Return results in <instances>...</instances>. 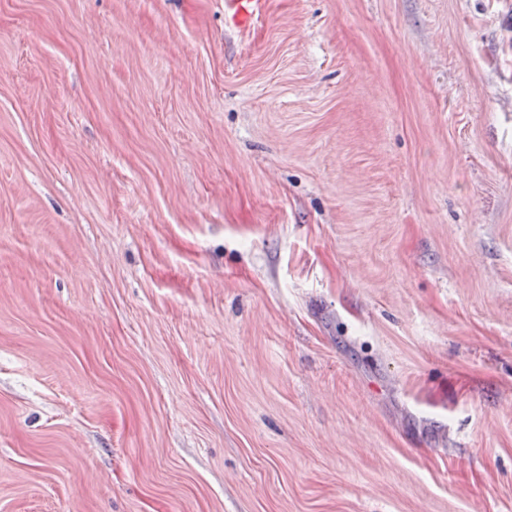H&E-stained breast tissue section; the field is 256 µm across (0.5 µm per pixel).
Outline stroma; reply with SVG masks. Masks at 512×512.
Here are the masks:
<instances>
[{
    "label": "stroma",
    "instance_id": "1",
    "mask_svg": "<svg viewBox=\"0 0 512 512\" xmlns=\"http://www.w3.org/2000/svg\"><path fill=\"white\" fill-rule=\"evenodd\" d=\"M0 0V512H512V0ZM232 10V19L242 28L248 26L254 17L259 14L261 0H229Z\"/></svg>",
    "mask_w": 512,
    "mask_h": 512
}]
</instances>
